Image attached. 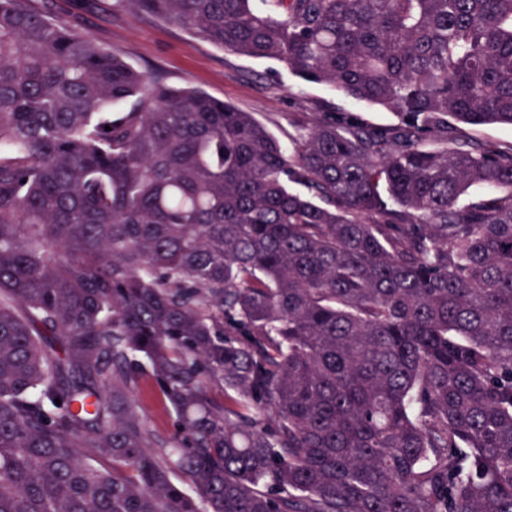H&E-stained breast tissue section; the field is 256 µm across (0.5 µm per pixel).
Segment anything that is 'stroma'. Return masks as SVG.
Returning <instances> with one entry per match:
<instances>
[{
	"label": "stroma",
	"instance_id": "35a3bbf8",
	"mask_svg": "<svg viewBox=\"0 0 512 512\" xmlns=\"http://www.w3.org/2000/svg\"><path fill=\"white\" fill-rule=\"evenodd\" d=\"M63 18H78L104 47L166 84L191 87L251 113L282 143L295 133L296 113L330 107L361 113L375 126L395 123L394 114L346 98L333 87L308 84L275 61L252 60L193 39L180 27L149 16L107 10L104 0L77 11L76 0H32Z\"/></svg>",
	"mask_w": 512,
	"mask_h": 512
}]
</instances>
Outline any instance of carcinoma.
<instances>
[{"label":"carcinoma","instance_id":"obj_1","mask_svg":"<svg viewBox=\"0 0 512 512\" xmlns=\"http://www.w3.org/2000/svg\"><path fill=\"white\" fill-rule=\"evenodd\" d=\"M110 7L398 122L288 149L0 0V512H512V0Z\"/></svg>","mask_w":512,"mask_h":512}]
</instances>
